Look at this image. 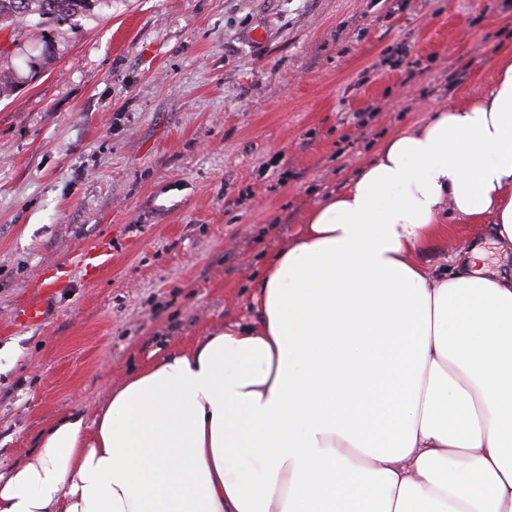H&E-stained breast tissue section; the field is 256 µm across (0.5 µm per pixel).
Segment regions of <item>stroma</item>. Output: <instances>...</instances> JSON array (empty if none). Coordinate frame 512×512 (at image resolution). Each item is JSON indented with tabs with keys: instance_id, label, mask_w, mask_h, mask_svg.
Returning a JSON list of instances; mask_svg holds the SVG:
<instances>
[{
	"instance_id": "35a3bbf8",
	"label": "stroma",
	"mask_w": 512,
	"mask_h": 512,
	"mask_svg": "<svg viewBox=\"0 0 512 512\" xmlns=\"http://www.w3.org/2000/svg\"><path fill=\"white\" fill-rule=\"evenodd\" d=\"M512 0H102L0 31V468L131 367L249 318L307 212L397 126L487 93ZM481 227L421 256L440 271ZM112 265L89 276L80 250ZM66 288L11 323L41 274Z\"/></svg>"
}]
</instances>
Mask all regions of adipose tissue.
<instances>
[{"label":"adipose tissue","instance_id":"obj_1","mask_svg":"<svg viewBox=\"0 0 512 512\" xmlns=\"http://www.w3.org/2000/svg\"><path fill=\"white\" fill-rule=\"evenodd\" d=\"M512 56L320 200L229 323L0 471V512H512ZM457 238L452 241H445L431 246L421 256V261L431 269L441 271L451 264L450 257L454 252L464 245L470 238L483 232L485 225L473 227L465 221L456 222ZM482 246L486 251V262L491 269H501L512 267V254H506L499 250L494 243V237L489 233H484L481 239Z\"/></svg>","mask_w":512,"mask_h":512}]
</instances>
